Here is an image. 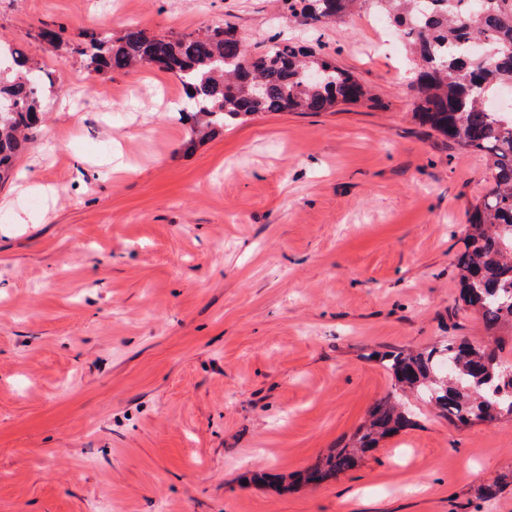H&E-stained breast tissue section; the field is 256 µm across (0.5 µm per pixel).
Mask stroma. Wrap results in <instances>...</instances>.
Here are the masks:
<instances>
[{
  "label": "stroma",
  "mask_w": 512,
  "mask_h": 512,
  "mask_svg": "<svg viewBox=\"0 0 512 512\" xmlns=\"http://www.w3.org/2000/svg\"><path fill=\"white\" fill-rule=\"evenodd\" d=\"M228 24L312 48L373 101L196 140L174 76H99L70 49ZM0 36L54 83L0 185V512H512V485L484 494L512 475L511 416L427 411L325 484L250 480L349 439L394 389L368 353L466 339L512 363L454 267L487 161L414 119L394 28L302 26L283 0H0Z\"/></svg>",
  "instance_id": "1"
}]
</instances>
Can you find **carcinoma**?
Here are the masks:
<instances>
[{"label": "carcinoma", "instance_id": "obj_1", "mask_svg": "<svg viewBox=\"0 0 512 512\" xmlns=\"http://www.w3.org/2000/svg\"><path fill=\"white\" fill-rule=\"evenodd\" d=\"M369 6L402 33L416 56L413 112L421 123L460 148L486 157L485 194L468 210L469 233L456 256L461 295L488 332L512 327V110L491 112L488 100L512 89V0H288L301 25L338 22ZM0 61V183L16 159L36 144L45 120L43 92L51 85L23 49ZM97 74L133 67L176 76L184 100L179 120L194 130L216 131L259 112H330L357 105L370 92L352 73L292 43L253 53L236 28L225 26L171 38L150 37L136 26L114 40L104 35L72 44ZM324 69L325 80L308 72ZM394 379V390L421 394L437 416L466 425L512 416V366L494 348L468 341L436 344L423 352L394 349L374 354ZM416 426V413L389 394L376 401L352 442L298 475L320 485L354 468L359 454L383 438Z\"/></svg>", "mask_w": 512, "mask_h": 512}]
</instances>
